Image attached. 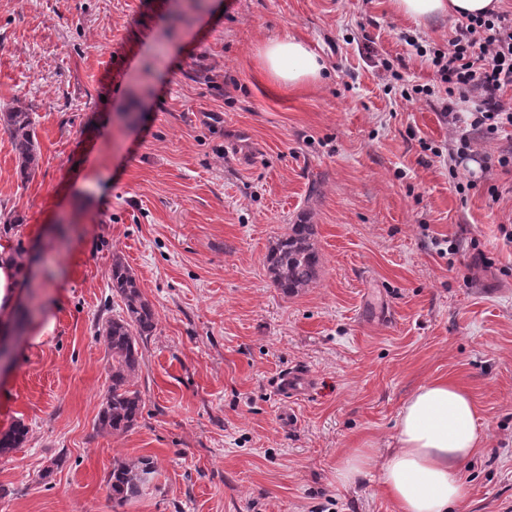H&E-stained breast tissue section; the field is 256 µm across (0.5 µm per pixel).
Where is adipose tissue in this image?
<instances>
[{"label": "adipose tissue", "instance_id": "ef3b65f1", "mask_svg": "<svg viewBox=\"0 0 512 512\" xmlns=\"http://www.w3.org/2000/svg\"><path fill=\"white\" fill-rule=\"evenodd\" d=\"M394 9L415 20L445 15L464 17L499 10L501 0H392ZM269 78L296 86L320 78L324 68L306 44L285 36L259 51ZM33 273L32 261H19L11 242L0 243V325L8 326ZM483 442L471 397L445 380L421 386L402 407L393 448H352L336 468V480L356 484L371 471L393 499L397 512H452L468 495L457 471Z\"/></svg>", "mask_w": 512, "mask_h": 512}]
</instances>
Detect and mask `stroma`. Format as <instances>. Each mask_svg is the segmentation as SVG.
I'll list each match as a JSON object with an SVG mask.
<instances>
[{
	"label": "stroma",
	"instance_id": "35a3bbf8",
	"mask_svg": "<svg viewBox=\"0 0 512 512\" xmlns=\"http://www.w3.org/2000/svg\"><path fill=\"white\" fill-rule=\"evenodd\" d=\"M455 24L390 0H0V111L29 108L41 152L21 182L0 130V215L38 253L0 373V433L29 429L0 457V512H395L377 475L344 487L336 467L386 449L438 378L473 396L485 436L457 512H512V195L492 202L472 161L450 178L439 102L405 101L381 66L435 84L404 38L444 50ZM283 35L321 57L320 81L268 80L258 52ZM303 214L321 261L288 296L265 256ZM116 254L157 325L142 416L110 436L96 330L121 306ZM291 369L311 386L287 398ZM143 456L153 483L113 507L114 460Z\"/></svg>",
	"mask_w": 512,
	"mask_h": 512
}]
</instances>
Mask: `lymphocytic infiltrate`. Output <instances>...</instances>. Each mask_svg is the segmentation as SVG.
<instances>
[{
  "label": "lymphocytic infiltrate",
  "instance_id": "obj_1",
  "mask_svg": "<svg viewBox=\"0 0 512 512\" xmlns=\"http://www.w3.org/2000/svg\"><path fill=\"white\" fill-rule=\"evenodd\" d=\"M418 56L428 57L439 87L415 85L416 95L441 96L440 113L452 136L448 142L449 174L457 159L477 157L484 171L512 169V146L492 156L478 141H493L512 129V12L492 11L455 26L447 50L427 51L409 39Z\"/></svg>",
  "mask_w": 512,
  "mask_h": 512
}]
</instances>
